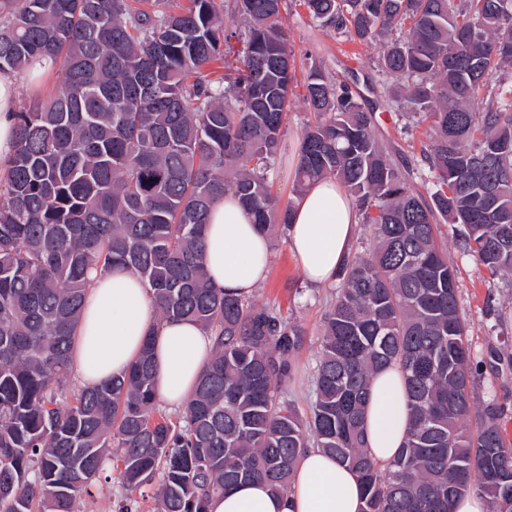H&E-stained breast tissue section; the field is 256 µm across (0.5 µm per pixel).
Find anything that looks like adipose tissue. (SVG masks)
I'll use <instances>...</instances> for the list:
<instances>
[{
    "mask_svg": "<svg viewBox=\"0 0 512 512\" xmlns=\"http://www.w3.org/2000/svg\"><path fill=\"white\" fill-rule=\"evenodd\" d=\"M23 82L22 75L0 72V162L15 149L14 112ZM358 223L354 199L336 180H320L295 200L286 236L309 284L335 282ZM204 254L211 286L235 296L250 295L272 263L268 237L230 193L210 207ZM90 278L74 334L73 365L80 386L93 388L123 374L148 345L154 353L158 399L184 405L212 357V336L191 321L160 319L148 289L125 268L94 270ZM409 427L404 375L393 365L371 383L365 426L369 456L388 463ZM363 506L358 475L322 450L308 448L300 456L289 492H273L257 481L243 483L214 497L210 512H361Z\"/></svg>",
    "mask_w": 512,
    "mask_h": 512,
    "instance_id": "adipose-tissue-1",
    "label": "adipose tissue"
}]
</instances>
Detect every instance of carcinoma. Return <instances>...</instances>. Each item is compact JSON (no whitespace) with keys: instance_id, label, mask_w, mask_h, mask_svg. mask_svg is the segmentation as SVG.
<instances>
[{"instance_id":"1","label":"carcinoma","mask_w":512,"mask_h":512,"mask_svg":"<svg viewBox=\"0 0 512 512\" xmlns=\"http://www.w3.org/2000/svg\"><path fill=\"white\" fill-rule=\"evenodd\" d=\"M248 32L224 28L216 0L178 12L129 0H0V72L48 60L60 90L15 113L0 178V512H80L119 471L155 512H208L261 480L285 493L306 448L359 476L364 512H448L478 489L512 512V444L501 408L474 405L476 377L443 223L490 276L512 273V0H297L320 26L379 44L402 79L397 112L429 122L432 188L417 192L375 132L359 89L309 67L298 81L279 0H236ZM238 66L224 83L204 69ZM304 127L295 196L334 178L372 245L347 260L325 314L309 413L283 397L302 325L208 282L204 229L235 194L269 236L293 202L271 195L295 88ZM122 266L160 318L190 320L214 353L176 415L158 408L152 349L112 381L71 387L72 339L89 273ZM398 364L410 430L385 466L365 448L373 377ZM122 453L112 458L109 448Z\"/></svg>"}]
</instances>
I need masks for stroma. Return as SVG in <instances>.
Segmentation results:
<instances>
[{
	"label": "stroma",
	"instance_id": "stroma-1",
	"mask_svg": "<svg viewBox=\"0 0 512 512\" xmlns=\"http://www.w3.org/2000/svg\"><path fill=\"white\" fill-rule=\"evenodd\" d=\"M284 12L288 42L294 52L298 72H306L316 64L332 78L347 79L358 75L364 83L368 107L375 114V131L395 162L417 161L428 143L425 122L400 116L388 105L387 89L393 86L377 67L379 49L347 40L333 30L315 26L295 0H286ZM288 127L282 137L281 157L270 183L271 192L281 201L293 196L296 155L300 135L309 114L300 99H293ZM447 241L448 258L455 265L460 281L459 303L472 356L481 360L491 352L512 358V275L490 276L474 257L464 253L453 225H442ZM272 265L267 280L257 288L253 300L260 305L273 304L283 315L301 324L306 342L296 360L298 374L285 389L300 413H307L311 401L312 374L320 352L323 316L333 302L336 285L318 288L304 278L298 260L288 247L284 232L270 239ZM475 405L492 401L503 410L505 436L512 442V365L485 371L476 379L473 391ZM127 493L119 481L91 487L81 501V512H117L127 505L130 512H152V500L127 501Z\"/></svg>",
	"mask_w": 512,
	"mask_h": 512
}]
</instances>
